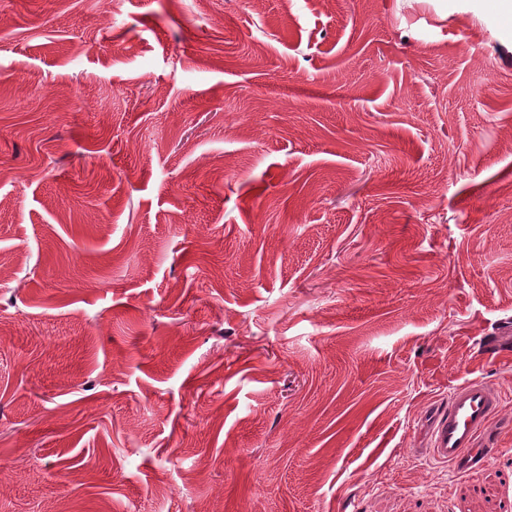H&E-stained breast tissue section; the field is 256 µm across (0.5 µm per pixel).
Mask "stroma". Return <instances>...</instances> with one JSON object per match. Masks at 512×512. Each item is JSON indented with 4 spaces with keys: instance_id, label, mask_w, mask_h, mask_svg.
I'll list each match as a JSON object with an SVG mask.
<instances>
[{
    "instance_id": "35a3bbf8",
    "label": "stroma",
    "mask_w": 512,
    "mask_h": 512,
    "mask_svg": "<svg viewBox=\"0 0 512 512\" xmlns=\"http://www.w3.org/2000/svg\"><path fill=\"white\" fill-rule=\"evenodd\" d=\"M510 139L494 0H0V512H512ZM499 395L482 379L454 387L431 415L423 452L458 473L483 468L499 453L486 431L500 407Z\"/></svg>"
}]
</instances>
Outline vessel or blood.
Returning <instances> with one entry per match:
<instances>
[{
	"instance_id": "vessel-or-blood-1",
	"label": "vessel or blood",
	"mask_w": 512,
	"mask_h": 512,
	"mask_svg": "<svg viewBox=\"0 0 512 512\" xmlns=\"http://www.w3.org/2000/svg\"><path fill=\"white\" fill-rule=\"evenodd\" d=\"M499 407V395L482 379L454 387L430 417L426 454L458 473L487 466L498 454L486 431Z\"/></svg>"
}]
</instances>
